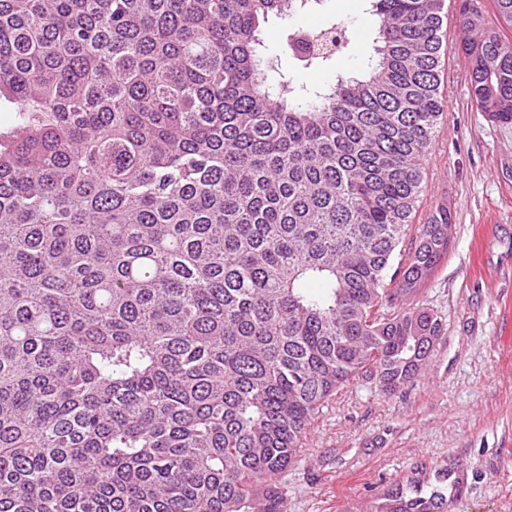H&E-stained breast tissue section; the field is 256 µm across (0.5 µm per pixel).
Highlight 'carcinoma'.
Returning <instances> with one entry per match:
<instances>
[{
  "label": "carcinoma",
  "mask_w": 512,
  "mask_h": 512,
  "mask_svg": "<svg viewBox=\"0 0 512 512\" xmlns=\"http://www.w3.org/2000/svg\"><path fill=\"white\" fill-rule=\"evenodd\" d=\"M317 2L0 0V512H283L324 403L430 357L441 316L401 302L448 254L444 209L408 237L445 0H370L359 77L272 76L260 20ZM467 2L472 103L511 124L512 42Z\"/></svg>",
  "instance_id": "cac0c4a2"
}]
</instances>
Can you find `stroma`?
Here are the masks:
<instances>
[{"label":"stroma","instance_id":"1","mask_svg":"<svg viewBox=\"0 0 512 512\" xmlns=\"http://www.w3.org/2000/svg\"><path fill=\"white\" fill-rule=\"evenodd\" d=\"M446 7L445 114L425 157L415 221L447 206L450 246L407 301L437 311L443 332L427 365L399 390L359 376L325 403L301 457L279 477L284 512H369L376 492L410 490L412 478L438 468L468 474L448 512H512V124L472 106L456 0ZM338 21L352 24L355 44L327 70L298 78L317 85L356 71L378 25L367 0H318L299 15L269 17L262 50L291 72L281 53L288 29Z\"/></svg>","mask_w":512,"mask_h":512}]
</instances>
